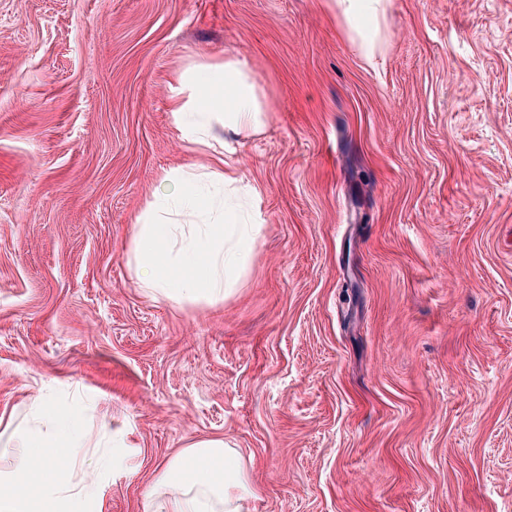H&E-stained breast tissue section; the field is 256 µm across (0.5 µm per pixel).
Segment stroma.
<instances>
[{
  "instance_id": "35a3bbf8",
  "label": "stroma",
  "mask_w": 512,
  "mask_h": 512,
  "mask_svg": "<svg viewBox=\"0 0 512 512\" xmlns=\"http://www.w3.org/2000/svg\"><path fill=\"white\" fill-rule=\"evenodd\" d=\"M364 65L329 0H0V435L35 389L112 428L88 512H144L228 441L253 512H512V0H390ZM238 59L227 139L262 233L235 294L147 296L126 250L192 65Z\"/></svg>"
}]
</instances>
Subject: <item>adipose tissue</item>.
<instances>
[{
	"instance_id": "obj_1",
	"label": "adipose tissue",
	"mask_w": 512,
	"mask_h": 512,
	"mask_svg": "<svg viewBox=\"0 0 512 512\" xmlns=\"http://www.w3.org/2000/svg\"><path fill=\"white\" fill-rule=\"evenodd\" d=\"M335 6L356 53L374 63L384 46L387 0H336ZM189 84L190 99H174L171 112L192 150L211 161L163 172V190L138 217L126 258L151 298L214 306L233 294L261 233L224 202L223 190L243 177L217 151L216 131L260 129L267 106L252 71L235 59L190 69ZM31 410L15 438L14 466L0 471V512H84L98 481L93 472L75 475L88 434L44 395ZM255 496L246 462L221 439L190 443L145 492L148 512H252Z\"/></svg>"
}]
</instances>
